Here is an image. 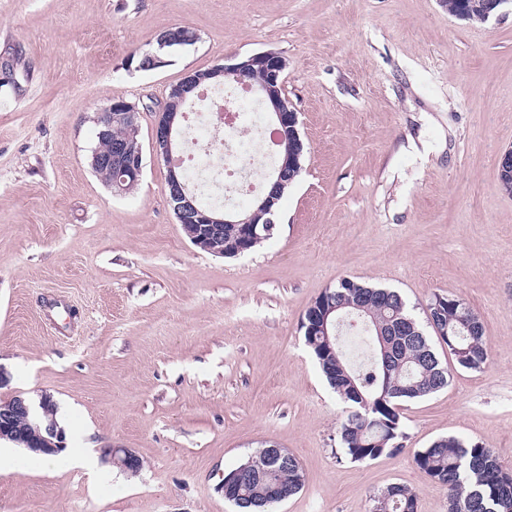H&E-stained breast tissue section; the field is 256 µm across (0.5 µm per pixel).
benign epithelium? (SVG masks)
<instances>
[{
	"mask_svg": "<svg viewBox=\"0 0 512 512\" xmlns=\"http://www.w3.org/2000/svg\"><path fill=\"white\" fill-rule=\"evenodd\" d=\"M196 35L188 33L181 40H176L169 33H164L157 41V50L145 53L140 58V67L150 69L158 65V52L174 51L176 45L191 44ZM288 68L285 57L275 51H264L244 58H231L212 69V73L231 78L237 84L255 89L259 101L269 119L275 126L277 140L280 143L299 137L298 112L284 95L283 75ZM203 79L195 73L188 72L181 81L174 85L168 98L158 109L152 136V151L163 159L168 168L167 200L173 213L190 242L210 253L224 255V248L218 242L224 237V225H239L240 245L231 253L236 257L247 252L252 239L258 236L256 225H264L263 232L270 236L276 226L273 205L274 195L283 189L289 181L288 162H283L272 169L266 177L263 192L256 198L253 206L244 211L203 210L197 206L195 199L188 192L183 181L182 171L175 162L176 133L180 128L183 114L172 108L171 97L185 98L184 88L196 89ZM140 111L130 102L114 99L97 112L96 125L98 137L110 140V148L105 152H93V165L98 169H108L114 175V186L122 188V183L131 179L140 180L143 170L142 147H135L129 139L112 138V124L122 123L127 128L139 127ZM32 421V429L24 434L15 430V422ZM11 441L24 446L31 452L52 455L65 449V437L56 421V404L48 393H43L38 406L21 395L0 400V440ZM112 464L125 472L137 473L142 466L141 459L128 448H110L106 452Z\"/></svg>",
	"mask_w": 512,
	"mask_h": 512,
	"instance_id": "benign-epithelium-1",
	"label": "benign epithelium"
}]
</instances>
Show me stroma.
Listing matches in <instances>:
<instances>
[{
	"mask_svg": "<svg viewBox=\"0 0 512 512\" xmlns=\"http://www.w3.org/2000/svg\"><path fill=\"white\" fill-rule=\"evenodd\" d=\"M176 27L193 45L137 56ZM273 50L309 148L273 236L218 257L166 202L154 108L192 70ZM0 398L52 396L66 454L0 465V512H237L222 474L268 443L303 489L271 512H371L393 483L418 512L448 495L415 451L456 436L512 470V4L484 24L440 0H0ZM141 108L143 175L114 194L92 170L94 118ZM344 278L397 291L419 322L435 296L484 322V369L443 343L446 389L401 409L404 449L337 461L345 405L300 328ZM128 448L138 473L105 449Z\"/></svg>",
	"mask_w": 512,
	"mask_h": 512,
	"instance_id": "1",
	"label": "stroma"
}]
</instances>
